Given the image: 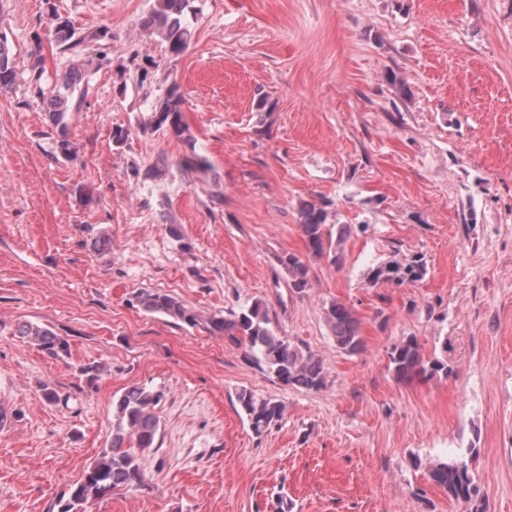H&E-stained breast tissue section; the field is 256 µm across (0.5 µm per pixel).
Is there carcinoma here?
Segmentation results:
<instances>
[{
  "mask_svg": "<svg viewBox=\"0 0 512 512\" xmlns=\"http://www.w3.org/2000/svg\"><path fill=\"white\" fill-rule=\"evenodd\" d=\"M188 5L189 0H153L150 12L141 22L144 30L167 43L169 52L174 56L184 53L191 41V31L183 20ZM53 30L61 52L79 57L84 52L85 44L94 42L99 48V66L111 63L106 52V42L112 39L108 29L98 28L78 37L70 22L58 17ZM16 76L15 59L10 52L7 37L0 34V92L11 89ZM81 81V70L74 64L49 90L38 88L37 94L46 105L50 123L62 135L66 133L69 113L81 107L82 97L75 96ZM182 105L183 97L174 85L159 102L153 116L155 128H166L169 134L188 145L185 154L165 162L164 166H175L181 171L206 176L213 169L212 163L208 156L196 151L194 140L183 120ZM327 221L326 207L310 201L301 205L299 224L308 253L319 258L330 254L332 263L338 265L349 227L338 223L336 233L333 234L326 229ZM333 235L336 236L334 244L327 241ZM277 262L288 275L292 288L299 293L309 288V265L300 256L288 252L277 257ZM425 273V262L418 258L405 263L370 265L365 272V279L372 286L380 282L402 285L420 279ZM130 303L145 313L160 314L182 326L202 328L214 336L228 338L244 348L247 358L285 386L318 391L326 385L323 361L309 348L283 335L273 324L265 304L259 300L238 311L232 310L226 316H204L176 297L161 291L136 290L132 292ZM324 314L339 349L350 355L363 351L365 344L360 332L361 322L350 306L333 300L324 308ZM18 334L50 356L69 354L68 340L48 327L24 323L19 325ZM389 364L396 378L402 381L419 376L446 377L451 372L446 359L425 357L415 336H408L392 346ZM161 398L162 393L158 391L133 385L113 402L111 441L70 487L68 497L59 502L58 512H87L88 507L111 497L117 491H138L146 486L144 460L147 453L157 448L159 420L155 407ZM237 400L251 429L257 434L279 422L285 412L281 402L257 400L246 390L238 393ZM468 454L476 455V449L460 448L448 454L446 459L436 460L428 466V476L436 486L447 491L453 499L467 503L473 501L478 492L465 460Z\"/></svg>",
  "mask_w": 512,
  "mask_h": 512,
  "instance_id": "obj_1",
  "label": "carcinoma"
}]
</instances>
